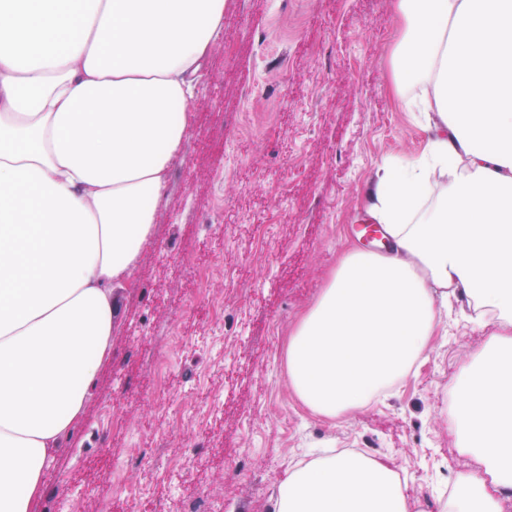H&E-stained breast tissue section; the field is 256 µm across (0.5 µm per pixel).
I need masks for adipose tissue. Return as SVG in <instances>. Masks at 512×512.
Instances as JSON below:
<instances>
[{
    "mask_svg": "<svg viewBox=\"0 0 512 512\" xmlns=\"http://www.w3.org/2000/svg\"><path fill=\"white\" fill-rule=\"evenodd\" d=\"M225 0H0V512H30L111 354L115 292L153 235ZM396 95L428 134L365 208L288 336V379L334 419L403 380L451 301L493 331L452 392L476 469L439 507L356 452L288 472L271 512H503L512 489V0H396Z\"/></svg>",
    "mask_w": 512,
    "mask_h": 512,
    "instance_id": "adipose-tissue-1",
    "label": "adipose tissue"
}]
</instances>
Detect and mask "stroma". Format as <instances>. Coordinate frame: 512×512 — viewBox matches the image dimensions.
<instances>
[{
	"instance_id": "35a3bbf8",
	"label": "stroma",
	"mask_w": 512,
	"mask_h": 512,
	"mask_svg": "<svg viewBox=\"0 0 512 512\" xmlns=\"http://www.w3.org/2000/svg\"><path fill=\"white\" fill-rule=\"evenodd\" d=\"M397 28L393 0H227L154 240L117 293L111 356L31 512H182L193 490L213 512H268L290 467L333 448L393 461L432 503L473 467L448 403L489 330L460 306L411 374L354 413L313 415L288 382V332L358 245L377 170L425 145L391 89Z\"/></svg>"
}]
</instances>
